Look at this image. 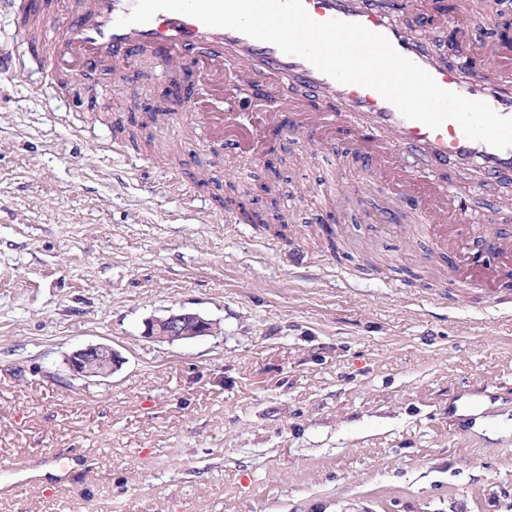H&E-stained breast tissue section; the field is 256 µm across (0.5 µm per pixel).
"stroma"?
Listing matches in <instances>:
<instances>
[{
	"label": "stroma",
	"instance_id": "1",
	"mask_svg": "<svg viewBox=\"0 0 512 512\" xmlns=\"http://www.w3.org/2000/svg\"><path fill=\"white\" fill-rule=\"evenodd\" d=\"M459 30L470 57L512 53L505 5L431 33ZM40 80L0 74V512H512V296L442 290L443 259L400 230L416 214L375 225L382 194L352 195L353 156L277 136L250 162L202 149L191 113L144 126L113 102L170 107L188 74L101 66L92 101ZM116 125L119 154L102 147ZM451 184L466 223L512 234V184ZM235 188L287 214L283 235L225 223ZM180 310L215 333L143 338ZM95 343L121 365L72 378Z\"/></svg>",
	"mask_w": 512,
	"mask_h": 512
}]
</instances>
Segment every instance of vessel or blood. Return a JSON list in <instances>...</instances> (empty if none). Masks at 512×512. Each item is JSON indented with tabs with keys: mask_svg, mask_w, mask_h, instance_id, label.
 Here are the masks:
<instances>
[{
	"mask_svg": "<svg viewBox=\"0 0 512 512\" xmlns=\"http://www.w3.org/2000/svg\"><path fill=\"white\" fill-rule=\"evenodd\" d=\"M136 0H80L73 10L57 0H0V14L13 23L16 39L0 50V71L23 57L47 60L54 80L72 69L93 74L100 62L128 73L145 59L160 60L170 70L199 66L201 83L187 96L188 111L202 112L205 147L232 136L259 143L268 133L298 135L310 146L328 145L331 133L345 129L350 150L369 163L376 186H402L437 254L460 255L443 280L448 287L480 296L486 306L512 288V236L491 226L464 222V207L452 194L449 167L473 168L489 179L512 172V148L499 150L468 139L460 125L445 121L433 130L405 118L377 91L336 82L301 57L230 28H213L178 13L161 11L145 24L117 27ZM318 22H358L384 34L393 47L430 73L442 88L486 102L512 116V83L498 67L449 64L438 41L417 27L412 0L388 12L376 0H303ZM250 90L258 100L249 112H217L213 106L235 101Z\"/></svg>",
	"mask_w": 512,
	"mask_h": 512,
	"instance_id": "1",
	"label": "vessel or blood"
}]
</instances>
